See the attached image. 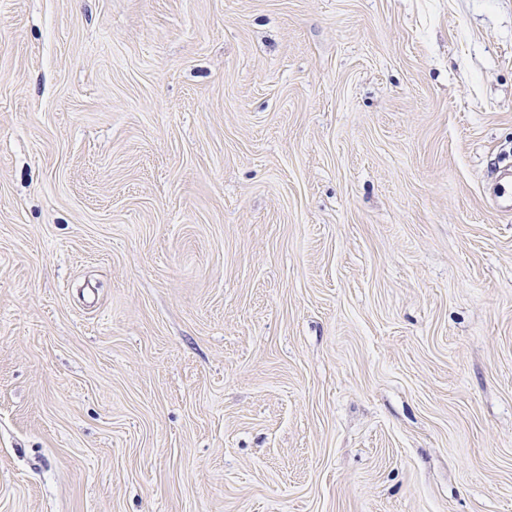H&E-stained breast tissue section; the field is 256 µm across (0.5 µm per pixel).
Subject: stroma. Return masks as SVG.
I'll use <instances>...</instances> for the list:
<instances>
[{
	"label": "stroma",
	"instance_id": "1",
	"mask_svg": "<svg viewBox=\"0 0 512 512\" xmlns=\"http://www.w3.org/2000/svg\"><path fill=\"white\" fill-rule=\"evenodd\" d=\"M512 0H0V512H512Z\"/></svg>",
	"mask_w": 512,
	"mask_h": 512
}]
</instances>
